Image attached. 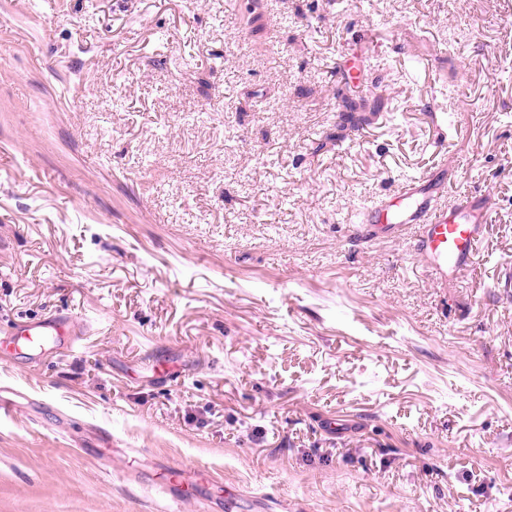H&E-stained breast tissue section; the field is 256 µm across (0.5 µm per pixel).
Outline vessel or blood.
<instances>
[{
  "label": "vessel or blood",
  "instance_id": "obj_1",
  "mask_svg": "<svg viewBox=\"0 0 512 512\" xmlns=\"http://www.w3.org/2000/svg\"><path fill=\"white\" fill-rule=\"evenodd\" d=\"M442 184L433 177L411 180L393 200L376 206L362 232L368 238L412 232L421 266L434 282L464 276L474 265L491 208L489 196L458 195L446 204ZM82 334L76 316L63 311L14 322L0 336V349L14 357L37 362L50 354L73 350Z\"/></svg>",
  "mask_w": 512,
  "mask_h": 512
}]
</instances>
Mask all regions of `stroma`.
Instances as JSON below:
<instances>
[{"instance_id": "obj_1", "label": "stroma", "mask_w": 512, "mask_h": 512, "mask_svg": "<svg viewBox=\"0 0 512 512\" xmlns=\"http://www.w3.org/2000/svg\"><path fill=\"white\" fill-rule=\"evenodd\" d=\"M226 2L0 0V327L93 328L0 352V512H512V0ZM432 173L493 201L445 285L357 235ZM0 336V349L36 363L50 354L72 351L82 335L81 322L62 310L14 322Z\"/></svg>"}]
</instances>
